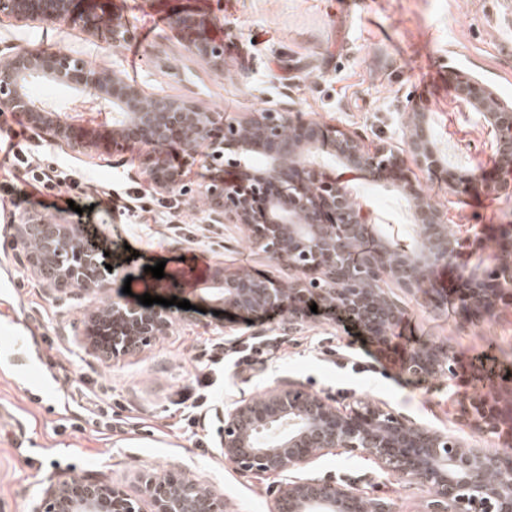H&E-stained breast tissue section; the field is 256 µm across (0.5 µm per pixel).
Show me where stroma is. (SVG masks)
I'll return each mask as SVG.
<instances>
[{
  "label": "stroma",
  "mask_w": 512,
  "mask_h": 512,
  "mask_svg": "<svg viewBox=\"0 0 512 512\" xmlns=\"http://www.w3.org/2000/svg\"><path fill=\"white\" fill-rule=\"evenodd\" d=\"M180 10L203 16L223 42V72L184 50L170 27ZM112 11L130 21L139 62L125 46L70 21L24 24L1 16L0 50L61 49L97 66L133 68L146 92L231 117L286 107L371 146L400 143L414 113L431 115L447 163L433 174L409 164L399 179L447 210L455 225L482 231L484 245L438 268L422 291L396 290L403 313L390 341L407 351L446 346L456 373L422 384L400 364L366 361L357 346L364 333L348 335L327 312L293 324L284 313L221 320L197 311L198 299L183 283L215 263L281 280L290 272L253 248L242 225L204 223L202 203L157 195L139 174L140 144L119 155L76 156L36 137L11 112L0 137L17 134L42 168L70 173L74 184L61 190L72 205L51 207V193L14 181L12 162L0 151V512H32L49 484L88 473L132 493L144 470L202 480L223 492L232 512H272L283 477L226 465L215 446V409L281 381L341 407L359 398L384 404L480 448L512 445V418L486 433L464 413L472 393L502 392L512 373V323L464 317L452 290L461 271L484 269L495 257L498 228L512 222V192H448L449 176L501 174L492 136L476 113L460 107L454 84L466 74L512 101V0H112ZM504 177L512 183L511 173ZM351 186L374 223L412 240L413 201L393 181L361 173ZM113 190L139 197V223L103 203ZM43 202L47 215L82 224L118 258L140 267L164 262L165 276L181 284L180 296L191 304L174 332L120 361L91 355L82 343L88 298L74 294L58 305L31 276L17 242V218ZM257 336L272 337L273 347L252 369L211 363L213 344L243 347ZM200 391L203 406L186 408L185 398ZM298 475L355 484L387 498L393 512H425L424 486L358 453L320 456Z\"/></svg>",
  "instance_id": "obj_1"
}]
</instances>
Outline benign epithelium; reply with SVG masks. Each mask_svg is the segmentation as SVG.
Wrapping results in <instances>:
<instances>
[{
	"instance_id": "7a95c632",
	"label": "benign epithelium",
	"mask_w": 512,
	"mask_h": 512,
	"mask_svg": "<svg viewBox=\"0 0 512 512\" xmlns=\"http://www.w3.org/2000/svg\"><path fill=\"white\" fill-rule=\"evenodd\" d=\"M81 1L88 7L80 11ZM100 2L0 0V16L42 24L79 20L91 35H102L114 46L128 41L127 20ZM171 27L190 55L223 71L224 44L206 35L203 18L178 12ZM36 79L76 91L79 111L61 113L39 105L27 91ZM454 89L459 103L494 131L499 168L512 173V103L480 90L470 76L458 77ZM0 108L23 115L36 135L77 155L96 152L106 142L114 152L141 144L140 175L156 194L200 196L204 223L246 227L253 247L293 272L285 282L215 264L196 280V290L202 300L225 310L286 311L301 323L315 303L338 310L383 345L401 316L391 287L421 290L433 270L453 263L463 247L483 244L478 234L448 231L447 213L423 202L413 187L399 185L416 201L418 228L416 245H399L366 218L347 182L324 172L323 152L376 182L406 159L436 171L441 150L425 112L417 113L404 133L403 148L390 143L371 148L348 130L312 119L295 121L286 109L228 117L169 95L149 94L115 68L92 67L50 49L0 52ZM201 145L211 166L234 168L237 177L188 187L175 158ZM482 185L479 177L452 181L448 193L464 194ZM17 231L25 240L33 234L43 238V248L29 251L27 260L41 287L58 300L68 290L95 298L113 281L137 276L130 263L104 255L99 240L64 217L27 214ZM462 278L470 287L461 296L463 312L512 315V224L503 225L490 265ZM104 322L112 325V343L106 347L97 341V327ZM176 323L172 309L132 304L118 292L88 315L85 340L91 351L114 360L145 349ZM402 367L419 382L451 378L454 357L444 346L425 345L410 351ZM469 412L482 430L493 432L504 416H512V404L499 395L474 394ZM217 417V448L224 462L240 471L280 476L329 453H359L426 487V512H512V448H475L446 429L410 422L364 399L343 410L288 381L217 410ZM136 480L131 497L96 477H72L48 485L32 512H228L224 495L196 479L184 476L166 486L143 471ZM354 504L358 512H392L383 497L315 479L282 484L275 512H352Z\"/></svg>"
}]
</instances>
